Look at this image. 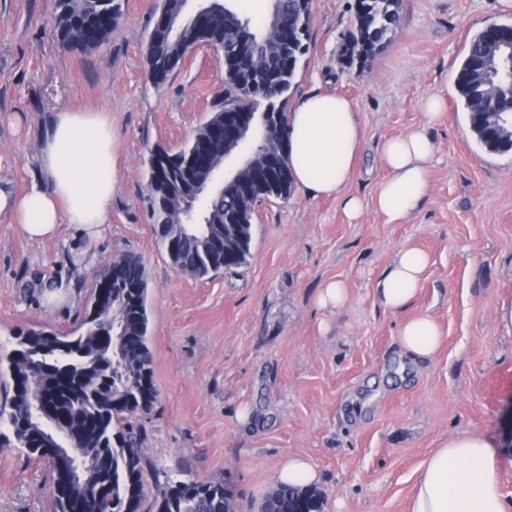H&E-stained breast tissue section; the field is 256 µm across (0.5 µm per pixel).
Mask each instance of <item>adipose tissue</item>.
<instances>
[{
	"mask_svg": "<svg viewBox=\"0 0 512 512\" xmlns=\"http://www.w3.org/2000/svg\"><path fill=\"white\" fill-rule=\"evenodd\" d=\"M445 101L438 94L421 98L423 124L386 141L388 175L367 204L344 191L362 156L364 133L357 113L341 95L307 94L290 114L295 185L313 198H336L349 220H358L370 204L387 223H403L429 192L436 148L428 129L441 120ZM37 164L38 176L22 193L0 191V213L10 214L32 241L59 239L66 226L100 237L110 221L117 175L110 116L74 109L50 113L40 130ZM427 265V255L417 249L398 251L378 284L381 304L390 310L407 306ZM398 339L407 353L428 360L440 347L441 332L431 317L418 315L401 323ZM410 512H512L494 444L475 433L443 441L418 470Z\"/></svg>",
	"mask_w": 512,
	"mask_h": 512,
	"instance_id": "1",
	"label": "adipose tissue"
}]
</instances>
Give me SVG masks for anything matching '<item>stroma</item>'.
I'll return each instance as SVG.
<instances>
[{"mask_svg": "<svg viewBox=\"0 0 512 512\" xmlns=\"http://www.w3.org/2000/svg\"><path fill=\"white\" fill-rule=\"evenodd\" d=\"M353 2L312 0L290 102L313 90L350 100L364 151L345 191L367 201L388 174L386 140L421 121L420 98L445 93L428 195L406 223L371 208L353 223L335 199L295 190L257 207L244 266L193 278L156 244L145 162L155 147L179 150L205 121L224 89L222 60L198 48L157 85L145 54L157 0H123L109 41L86 52L53 43L52 0H0V190L28 185L39 128L60 108L110 113L118 160L110 225L96 240L33 242L0 215V344L28 329L78 328L95 271L138 255L158 392L140 420L147 479L223 482L236 512H259L291 455L316 469L322 512H408L416 470L442 440L512 439V336L495 319L512 302V151L478 143L456 84L471 38L512 24V12L498 0H402L389 46L346 70L338 53ZM408 246L430 263L416 297L392 311L375 288ZM332 280L348 290L338 309L317 303ZM55 282L64 289L48 296ZM421 313L443 343L416 366L398 330ZM54 493L46 463L0 448V512H49Z\"/></svg>", "mask_w": 512, "mask_h": 512, "instance_id": "stroma-1", "label": "stroma"}]
</instances>
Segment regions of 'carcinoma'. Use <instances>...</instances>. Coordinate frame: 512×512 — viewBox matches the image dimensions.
<instances>
[{
	"label": "carcinoma",
	"mask_w": 512,
	"mask_h": 512,
	"mask_svg": "<svg viewBox=\"0 0 512 512\" xmlns=\"http://www.w3.org/2000/svg\"><path fill=\"white\" fill-rule=\"evenodd\" d=\"M281 16L294 36V48L273 59L266 50V32L251 19L229 11L239 24L224 21V9L177 40L156 22L149 34L148 74L162 83L187 54L211 45L223 60L226 103H216L194 136L175 152L162 147L148 158L145 201L156 244L182 273L204 277L230 271L246 263L256 204L293 194L289 158L274 183H257L248 198L220 190L196 195L192 178L196 168L224 163V116L248 98L270 113L267 138L271 148L288 152V91L301 58L307 52L310 21L298 0H280ZM401 0H357L343 41L360 47L371 37L391 41L400 22ZM122 16V0H53L52 36L62 49L92 50L105 43ZM494 37L483 29L468 45L456 76L464 109L477 141L491 152L512 151V127L493 143L483 131V113L512 115L507 92L509 66L498 69V92L474 85V65L489 51ZM15 347L0 354L6 364L8 388L0 403V447L18 448L28 457L47 463L56 493L51 512H76L75 503L89 512H141L147 494L145 471L149 459L138 418L149 414L157 391L152 383L148 285L140 258L132 253L112 259L99 269L92 283L82 322L72 332L29 329L14 337ZM44 351L55 370L52 377L37 367L26 371L25 361ZM60 401L72 425L84 432L89 472L85 481L63 491L60 468L24 424L29 422L37 393ZM156 512H233L221 482L201 481L189 475L166 477L156 487ZM322 496L313 488L278 484L266 497L261 512H321Z\"/></svg>",
	"instance_id": "cac0c4a2"
}]
</instances>
